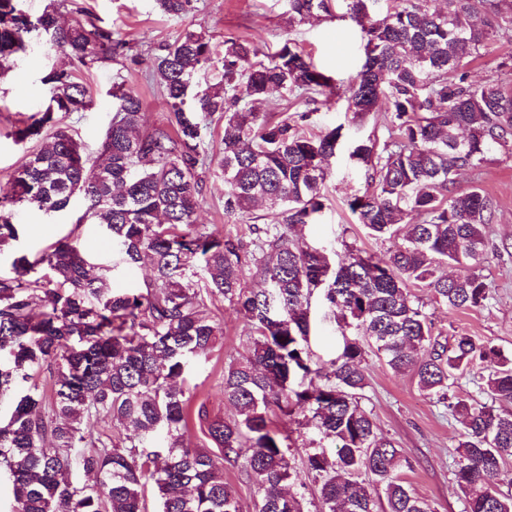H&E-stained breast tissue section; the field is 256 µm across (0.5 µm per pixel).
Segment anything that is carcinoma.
I'll list each match as a JSON object with an SVG mask.
<instances>
[{"mask_svg":"<svg viewBox=\"0 0 512 512\" xmlns=\"http://www.w3.org/2000/svg\"><path fill=\"white\" fill-rule=\"evenodd\" d=\"M18 2L0 0V76L33 33L58 56L42 78L44 112L14 132L20 144L53 127L56 113L91 109L76 68L132 46L94 25L59 22L65 0H49L34 20ZM429 2L396 0L383 17L371 0L348 3L365 40L348 109L363 118L386 97L392 110L390 140L380 146L370 138L351 153L366 166L367 189L350 209L373 237L398 240L383 259L355 250L332 271L324 254L291 235L322 209L340 134L308 136L253 110L274 91L309 99L333 88L290 42L264 61L252 42L231 38L217 60L204 32L186 30L154 61L170 127L143 131L141 100L117 86L96 164L87 166L82 144L62 127L22 158L0 195V253L19 238L15 208L51 218L81 195V219L110 237L118 263L148 267L153 278L143 291L115 290L109 270L95 268L68 237L33 262L12 258L10 271L0 272V400L11 404L0 418V474L12 486V512H147L149 483L160 512H239L226 463L253 480L254 512H305L297 495L284 492L290 445L276 426L300 415L297 424L335 447L305 449L320 512H374L381 494L386 512H432L395 473L397 442L359 405L369 348L393 372L411 373L461 422L454 481L468 512H512V494L494 482L512 458V359L468 334L441 341L409 289L425 288L450 309H478L489 299L481 267L495 204L477 188L457 189L455 176L494 153L512 154V94L493 80H468L463 68L497 34L512 32V0H448L444 13ZM190 4L155 0L171 17ZM288 11L299 21L330 15L332 0H288ZM483 12L492 17L479 23ZM201 71L212 72L213 82L191 96ZM215 120L223 122L224 212L250 215L261 202L278 216L275 224L249 225L248 239L196 223L202 132ZM38 265L48 273L34 275ZM444 265L457 276L442 275ZM248 267L262 287L248 286ZM317 288L340 328L355 326L363 340L344 339L329 366L313 370L308 336ZM219 299L243 317L249 335L247 353L224 369L232 422L211 417L204 402L191 410L178 383L223 335L207 305ZM475 361L488 368L483 400L448 401L456 375ZM44 369L56 376L49 397L34 383ZM103 418L122 430L99 429ZM192 418L214 448L191 446ZM76 462L95 475L93 484L76 481ZM363 473L372 480L358 481Z\"/></svg>","mask_w":512,"mask_h":512,"instance_id":"carcinoma-1","label":"carcinoma"}]
</instances>
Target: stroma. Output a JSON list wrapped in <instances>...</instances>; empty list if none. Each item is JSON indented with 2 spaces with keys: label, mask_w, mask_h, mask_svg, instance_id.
Listing matches in <instances>:
<instances>
[{
  "label": "stroma",
  "mask_w": 512,
  "mask_h": 512,
  "mask_svg": "<svg viewBox=\"0 0 512 512\" xmlns=\"http://www.w3.org/2000/svg\"><path fill=\"white\" fill-rule=\"evenodd\" d=\"M347 3L348 0H335L330 18L312 17L297 23L289 19L288 0H192L191 10L179 17L161 14L154 0H69L60 21H93L111 29L114 37L130 41L134 53L77 70V78L89 88L95 105L86 112L63 115L62 124L82 143L88 158L97 160L112 116L110 91L119 84L140 96L146 130L166 126L168 109L163 81L152 60L161 47L187 29L207 32L219 58L223 57L224 42L229 38L252 41L264 54L274 53L289 41L333 80L348 78L361 69L365 54L362 32L350 18ZM508 53L512 54V36L496 37L481 57L467 65L469 79H491L512 92V70L499 66L502 56ZM53 58V51L42 39L32 38L26 54L16 58L11 71L0 79V190L6 189L8 178L23 155L44 144L40 138L16 144L13 132L44 111L48 90L42 78ZM316 100L320 107L311 115L306 114L301 100L286 99L276 92L254 106L270 121L287 118L297 122L308 135L334 128L341 131L322 190L324 208L314 223L296 226L295 233L308 246L326 254L336 266L346 261L349 251L356 249L385 257L391 241L369 236L348 203L366 188L365 169L351 159L350 153L362 141L388 139L390 103L381 99L374 112L361 119L348 112L345 99L339 96L328 99L320 94ZM222 134L221 123L215 122L204 136L207 160L199 186L197 221L226 234L245 236L249 233V219L224 212V177L218 168ZM474 186L496 204L494 221L487 227L489 258L482 266L492 288L491 299L480 309L450 312L426 289H417L416 294L423 312L444 336L462 332L490 339L504 356L512 358V157L496 154L479 171L459 174L458 189ZM84 209L83 200L75 199L53 224L33 211L17 209L19 239L10 244V251L35 256L71 233L92 263L111 266L112 241L98 225L78 223ZM212 311L224 327V336L196 365L189 380L190 396L192 403H206L211 416L230 421L235 410L222 397L220 385L225 366L245 354L246 333L241 316L229 304L215 302ZM355 335L354 329H340L328 318L322 291H314L309 336L313 361L329 363L339 353L343 337ZM362 367L366 386L361 405L378 428L398 442L402 450L396 469L399 477L416 496L430 504L433 512H466L464 497L453 488L460 424L444 404L418 389L411 374L394 373L381 357L372 353L366 355ZM278 426L290 438L295 472L289 489L304 494L307 512H317V483L303 459L306 449L320 447V437L286 419L279 420Z\"/></svg>",
  "instance_id": "obj_1"
}]
</instances>
